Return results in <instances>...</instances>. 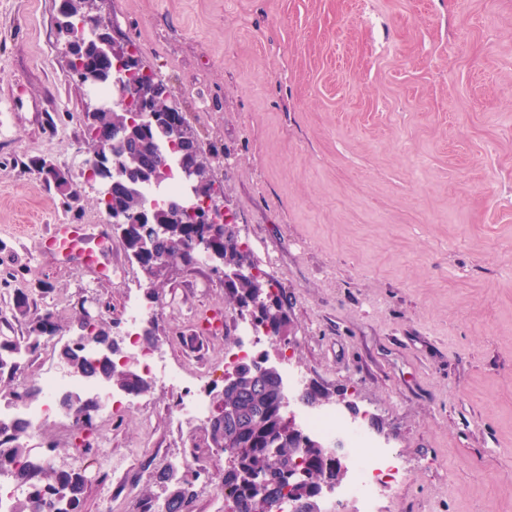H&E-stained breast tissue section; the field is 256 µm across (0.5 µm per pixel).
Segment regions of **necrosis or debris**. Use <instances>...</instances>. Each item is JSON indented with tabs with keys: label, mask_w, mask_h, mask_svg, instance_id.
<instances>
[{
	"label": "necrosis or debris",
	"mask_w": 512,
	"mask_h": 512,
	"mask_svg": "<svg viewBox=\"0 0 512 512\" xmlns=\"http://www.w3.org/2000/svg\"><path fill=\"white\" fill-rule=\"evenodd\" d=\"M153 308H145L137 299L126 305L123 330L119 336L122 358L135 361L146 380L161 383L174 391L170 408L174 419L189 424L200 423L213 414V401L193 390L183 369L160 365L157 346L148 341L144 331L156 316ZM262 332L256 323L242 320L236 327L235 339L219 362L210 365L206 376L211 381L223 379L225 372L255 357V345ZM40 392L35 399L16 401L0 411V421L23 417L29 424V437L39 441L42 426L59 417L63 398H71L74 406L92 403L106 416L140 412L141 404L130 393L117 394L110 387L87 381L77 375H62L53 367L42 369ZM296 426L305 434L320 440L336 462L347 468L350 479L339 488L327 512H384L387 494L401 492L407 476L394 449L376 438L364 419L347 420L330 407L304 406L293 415Z\"/></svg>",
	"instance_id": "obj_1"
}]
</instances>
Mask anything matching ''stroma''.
Here are the masks:
<instances>
[{
  "label": "stroma",
  "mask_w": 512,
  "mask_h": 512,
  "mask_svg": "<svg viewBox=\"0 0 512 512\" xmlns=\"http://www.w3.org/2000/svg\"><path fill=\"white\" fill-rule=\"evenodd\" d=\"M61 0H0V307L23 294L60 330L24 373L62 368L82 308L111 325L128 290L160 306L159 353L194 374L223 358L198 335L226 311L212 265L149 285L110 229L111 279L44 256L53 224H103L85 108L57 35ZM175 95L240 240L288 300L292 363L371 411L409 475L385 512H512V0H104ZM65 170V206L29 161ZM157 298H150L149 289ZM152 384L150 411L101 434L125 474H93L79 512H137L166 456L196 440ZM119 494L108 497L107 492Z\"/></svg>",
  "instance_id": "1"
}]
</instances>
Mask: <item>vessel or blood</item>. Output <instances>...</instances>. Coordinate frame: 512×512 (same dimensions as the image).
Listing matches in <instances>:
<instances>
[{"mask_svg": "<svg viewBox=\"0 0 512 512\" xmlns=\"http://www.w3.org/2000/svg\"><path fill=\"white\" fill-rule=\"evenodd\" d=\"M107 238L102 231L86 224L63 222L53 225L42 238L47 254L73 260L78 268L97 276L109 275L110 269L101 260Z\"/></svg>", "mask_w": 512, "mask_h": 512, "instance_id": "1", "label": "vessel or blood"}]
</instances>
